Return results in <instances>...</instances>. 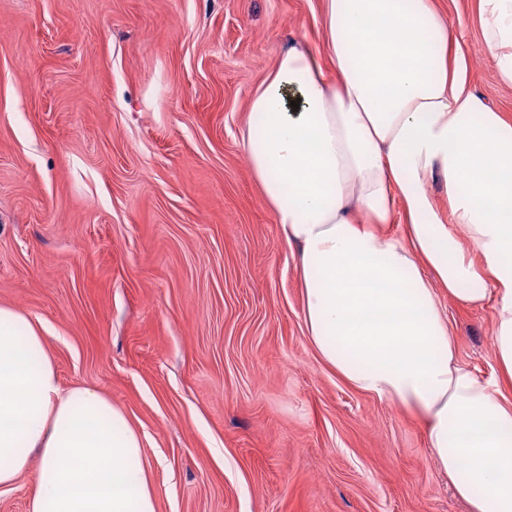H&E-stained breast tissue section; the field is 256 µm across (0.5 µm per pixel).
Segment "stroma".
<instances>
[{"instance_id": "1", "label": "stroma", "mask_w": 512, "mask_h": 512, "mask_svg": "<svg viewBox=\"0 0 512 512\" xmlns=\"http://www.w3.org/2000/svg\"><path fill=\"white\" fill-rule=\"evenodd\" d=\"M449 62L512 121L479 0H435ZM322 0H0V304L62 388L145 437L158 512H467L421 420L307 335L295 263L240 131ZM462 365L497 375L494 308L437 291Z\"/></svg>"}]
</instances>
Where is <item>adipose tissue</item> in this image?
<instances>
[{"mask_svg": "<svg viewBox=\"0 0 512 512\" xmlns=\"http://www.w3.org/2000/svg\"><path fill=\"white\" fill-rule=\"evenodd\" d=\"M479 2L490 64L512 86V0ZM323 3L331 69L289 47L240 133L295 251L307 334L352 387L422 419L470 512H512V404L461 365L435 294L493 306L497 364L512 380V122L449 67L452 31L434 0ZM143 448L98 390L62 389L40 328L0 305V490L35 456L29 512H157Z\"/></svg>", "mask_w": 512, "mask_h": 512, "instance_id": "1", "label": "adipose tissue"}]
</instances>
